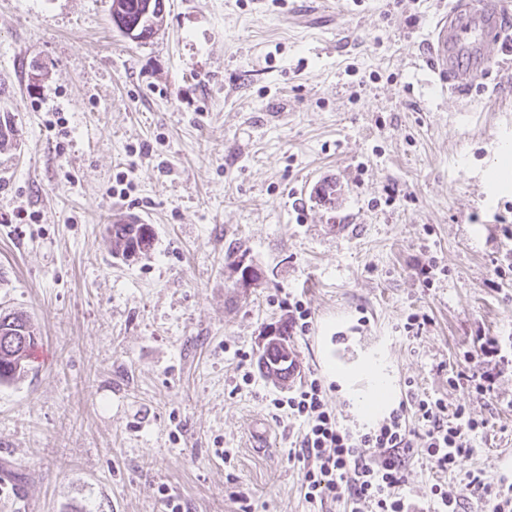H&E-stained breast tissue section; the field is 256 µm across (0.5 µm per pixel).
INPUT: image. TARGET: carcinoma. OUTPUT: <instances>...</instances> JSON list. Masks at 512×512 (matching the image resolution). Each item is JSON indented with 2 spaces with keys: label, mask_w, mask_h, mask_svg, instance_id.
Masks as SVG:
<instances>
[{
  "label": "carcinoma",
  "mask_w": 512,
  "mask_h": 512,
  "mask_svg": "<svg viewBox=\"0 0 512 512\" xmlns=\"http://www.w3.org/2000/svg\"><path fill=\"white\" fill-rule=\"evenodd\" d=\"M124 25L134 30L130 39H147L156 34L163 21L164 0H124ZM152 230L149 224L112 225V251L116 252L144 238L143 231ZM38 344L36 331L29 316L14 312L9 322L0 320V384L10 383L28 371L31 354ZM293 351L273 346L258 355L264 374L274 381L285 383L295 372Z\"/></svg>",
  "instance_id": "carcinoma-1"
}]
</instances>
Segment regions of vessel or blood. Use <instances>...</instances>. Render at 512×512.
Returning <instances> with one entry per match:
<instances>
[{"label": "vessel or blood", "mask_w": 512, "mask_h": 512, "mask_svg": "<svg viewBox=\"0 0 512 512\" xmlns=\"http://www.w3.org/2000/svg\"><path fill=\"white\" fill-rule=\"evenodd\" d=\"M498 8L497 0H454L448 13L433 24L428 61L440 80H453L456 93H466L474 72L489 65L482 48L501 39L495 22Z\"/></svg>", "instance_id": "b4317fda"}]
</instances>
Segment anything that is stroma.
<instances>
[{"label": "stroma", "instance_id": "35a3bbf8", "mask_svg": "<svg viewBox=\"0 0 512 512\" xmlns=\"http://www.w3.org/2000/svg\"><path fill=\"white\" fill-rule=\"evenodd\" d=\"M165 0L148 40L112 0H0V311L24 310L42 359L0 384V512H311L289 458L299 422L258 349L290 299L301 379L361 434L337 366L388 365L408 391L487 426L454 472L412 459L402 492L468 473L512 486V365L492 397L448 384L479 336H512V49L466 96L427 65L451 0ZM151 221L128 263L113 212ZM441 266L415 273L423 249ZM262 274L236 288L230 254ZM423 330H407L410 315ZM253 382H241L243 371ZM269 432L256 445L255 426Z\"/></svg>", "mask_w": 512, "mask_h": 512}]
</instances>
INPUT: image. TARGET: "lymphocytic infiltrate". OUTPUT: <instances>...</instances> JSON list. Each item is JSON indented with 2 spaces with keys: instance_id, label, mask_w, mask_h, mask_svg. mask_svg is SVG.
Segmentation results:
<instances>
[{
  "instance_id": "f902f5d3",
  "label": "lymphocytic infiltrate",
  "mask_w": 512,
  "mask_h": 512,
  "mask_svg": "<svg viewBox=\"0 0 512 512\" xmlns=\"http://www.w3.org/2000/svg\"><path fill=\"white\" fill-rule=\"evenodd\" d=\"M474 350L483 368L457 373L448 383L483 397L493 390L495 371L512 352L498 338L486 336L477 338ZM272 405L302 426L289 456L302 471L305 499L313 505L339 503L345 512H409L401 493L407 459L419 457L442 472L457 470L471 454L470 435L486 427L465 406L451 408L443 399L416 395L411 406H400L377 428L356 435L339 426L326 388L316 378L273 399Z\"/></svg>"
}]
</instances>
